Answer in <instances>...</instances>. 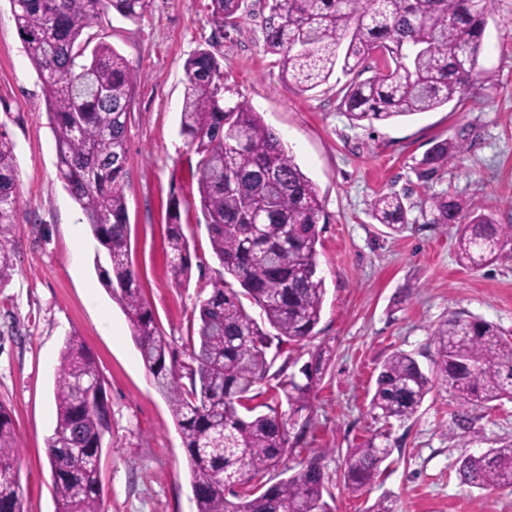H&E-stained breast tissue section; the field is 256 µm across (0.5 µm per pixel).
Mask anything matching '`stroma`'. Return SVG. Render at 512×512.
<instances>
[{"label":"stroma","instance_id":"35a3bbf8","mask_svg":"<svg viewBox=\"0 0 512 512\" xmlns=\"http://www.w3.org/2000/svg\"><path fill=\"white\" fill-rule=\"evenodd\" d=\"M267 0H244L236 26L216 30L210 0H153L136 21L104 11L89 33L112 45L139 73L127 133L126 197L130 260L137 284L179 361L188 362V319L211 289L213 256L198 197L197 156L180 134L184 64L206 49L218 59L232 97L249 103L281 137L319 188L328 216L320 227L318 271L326 288L317 334L282 345V359L323 355L326 368L310 424L285 457L289 471L322 454L333 512H367L380 497L396 512H512V490H480L458 474L462 455L512 440V402L481 420L483 441L445 431L446 386L417 415L384 427L370 407L379 368L397 350L423 367L434 357L431 331L449 312L494 323L512 342V263L472 270L454 254L456 225L431 223L428 200L448 194L468 215L512 224V0H489L479 73L448 106L397 121L352 123L340 105L348 78L300 92L284 84L266 50ZM15 143L20 205L14 267L0 281V403L11 411L26 512H56L46 439L55 425L54 378L66 338L79 336L107 381L112 427L103 444L104 512H196L186 451L165 397L143 365L121 306L95 270L99 246L57 170L46 84L18 35L10 0H0V124ZM463 142L437 177L416 166L438 141ZM406 197L398 231L377 223L382 193ZM181 204L192 254L189 287L169 272L167 211ZM392 454L372 487L343 486L348 454L381 430Z\"/></svg>","mask_w":512,"mask_h":512}]
</instances>
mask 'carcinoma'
Masks as SVG:
<instances>
[{
    "label": "carcinoma",
    "instance_id": "1",
    "mask_svg": "<svg viewBox=\"0 0 512 512\" xmlns=\"http://www.w3.org/2000/svg\"><path fill=\"white\" fill-rule=\"evenodd\" d=\"M152 0H12L25 52L48 88V115L59 177L79 204L108 267L102 284L122 306L141 359L166 397L186 448L196 512H330L321 457L313 455L274 483L292 449L290 426L310 409L323 376L322 355L299 374L283 364L276 388L288 415L253 404L268 377L273 339H313L325 296L318 275L319 190L244 101L225 96L215 55L200 50L185 64L181 134L195 147L199 208L221 270L192 311L190 362L177 361L142 298L129 262L126 198L127 127L138 73L108 43L85 58L84 31L100 11L136 21ZM243 0H211L217 28L235 26ZM486 0H273L267 51L280 56L281 78L301 92L329 82L336 67L371 76L345 87L341 106L354 124L388 122L430 112L464 94L478 75ZM462 145L442 140L419 162L429 178ZM15 144L0 126V278L14 266L18 210ZM463 206L448 195L430 199V223L459 225L461 266L512 262V224L487 214L461 223ZM374 219L392 230L408 223L402 198L378 195ZM166 239L175 284L190 281L192 259L179 203L168 211ZM257 306L270 334L247 311ZM435 356L424 369L396 351L382 363L370 404L377 417L404 423L443 382L454 403V436L480 438L476 423L492 403L512 401V344L491 322L455 312L431 333ZM187 382H182V379ZM56 423L46 440L57 512H102L100 460L111 429L105 382L77 335L61 351L54 388ZM18 438L0 404V512H24ZM391 445L370 438L348 455L343 486L361 492L382 473ZM459 473L478 489L512 488V441L467 460ZM231 492L234 500L227 499Z\"/></svg>",
    "mask_w": 512,
    "mask_h": 512
}]
</instances>
